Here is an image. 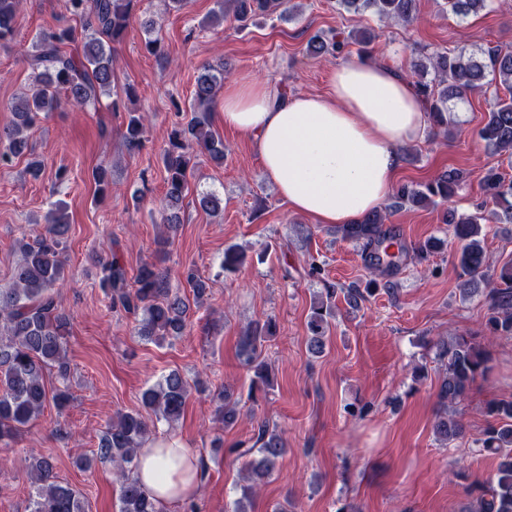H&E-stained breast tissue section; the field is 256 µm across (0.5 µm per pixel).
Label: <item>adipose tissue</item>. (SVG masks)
<instances>
[{
  "instance_id": "1",
  "label": "adipose tissue",
  "mask_w": 512,
  "mask_h": 512,
  "mask_svg": "<svg viewBox=\"0 0 512 512\" xmlns=\"http://www.w3.org/2000/svg\"><path fill=\"white\" fill-rule=\"evenodd\" d=\"M224 125L247 138L292 211L318 224H350L381 208L402 169V145L430 126L422 98L398 68L351 60L336 66L325 94L282 95L244 78L225 84ZM136 478L160 512L201 480L198 457L178 437L139 451Z\"/></svg>"
}]
</instances>
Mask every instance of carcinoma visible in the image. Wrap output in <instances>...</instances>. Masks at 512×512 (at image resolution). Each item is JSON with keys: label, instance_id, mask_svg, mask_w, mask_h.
<instances>
[{"label": "carcinoma", "instance_id": "carcinoma-1", "mask_svg": "<svg viewBox=\"0 0 512 512\" xmlns=\"http://www.w3.org/2000/svg\"><path fill=\"white\" fill-rule=\"evenodd\" d=\"M138 0H66L71 19L82 29L83 47L80 53H68L65 46L76 40V28L70 24L58 26L42 35L35 44L29 64L37 71L33 89L14 98L10 103L13 119L0 130V162L28 158V171L37 178L42 162L32 157L29 130L39 115L53 112L65 102L78 111L96 104L100 96H116L113 111L120 110L124 101L136 98L135 88L127 84L122 94H114L112 85V43L120 41L128 31ZM346 11H372L381 18L406 24L416 18V0H338ZM490 0H445L448 11L464 19L484 10ZM20 0H0V43L13 40L18 28ZM294 7L286 0H227L212 14V24L220 27L227 14H232L243 31L258 16L277 14L292 16ZM374 35L367 31L351 33L350 38L338 39L330 31L311 38L307 51L313 56H339L349 43L361 46L359 52L372 43ZM429 64L415 70V87L430 114L431 127L436 133L448 135V120L452 108L467 94L493 83L504 86L511 96L496 98L477 137L512 167V47L496 45L483 51L477 59L464 53H433ZM431 80H426L428 74ZM224 82V65L207 64L200 68L193 91L194 117L174 129L162 154L165 193L162 224L175 232L182 223L181 210L189 190V176L194 159L205 156L217 165L224 163V141L212 130L208 112L218 89ZM145 117L132 112L125 127L124 140L131 151H139L146 141ZM463 176L456 169L445 170L425 184H400L389 195L384 211H375L354 224L336 227V235L359 245L365 252L366 269L371 279L364 288H350L347 300L357 308L368 301L379 287V279L390 275L398 263L391 251L397 246L386 225L390 212L407 205L436 208L457 193ZM485 200L473 214H457L448 210L443 222L452 226L453 237L460 242L455 264L460 286L466 296L479 292L485 285L488 317L485 339L512 337V261L491 268L481 237V224L512 222V178L500 168L491 167L479 176ZM42 233L18 242L20 259L14 267L11 282L0 287V443L9 442L42 412L47 399L62 407L68 401L64 391L48 395L46 372L55 371L62 380L69 376L66 341L69 319L57 305L54 288L63 283L65 261L64 239L70 227L65 210L54 208L44 220ZM169 237L157 239V257L143 263L133 283L117 256L100 263L101 287L105 288L110 307L138 318V334L151 341H164L183 335L190 324L191 306L203 304L210 293V280L199 276L192 267L181 273L191 289L187 297L172 289L169 272L162 266ZM246 261L244 250L231 246L224 251L223 269L234 271ZM336 288L324 284L321 299L313 302L307 326L311 354L325 352L327 332L334 317ZM272 320L249 323L241 333L240 353L253 372L252 384H271V369L262 357V347L274 335ZM437 359L444 365L438 390L441 415L435 423V434L444 445L464 437L461 419L454 407L462 404L471 386L490 374L486 344L474 336H457L437 344ZM190 392V384L178 371L172 370L144 391L145 407L168 422L180 418ZM224 405L216 419L225 427L236 422L231 395L221 394ZM486 414L492 422L482 437L474 441L475 452L497 458L494 478L477 483L467 512H512V400L487 403ZM151 429L139 413H120L109 423L94 456L76 462L88 471L93 463L110 462L119 472L118 512H158L150 495L135 475L126 468H136L138 451L149 441ZM249 448H231L229 452L245 459L248 484L241 487V497L234 502L233 512H250L255 487L277 472L287 451L278 430L266 421L257 424ZM27 470L32 479L29 512H88L82 493L68 484L55 480L50 458L32 456Z\"/></svg>", "mask_w": 512, "mask_h": 512}]
</instances>
